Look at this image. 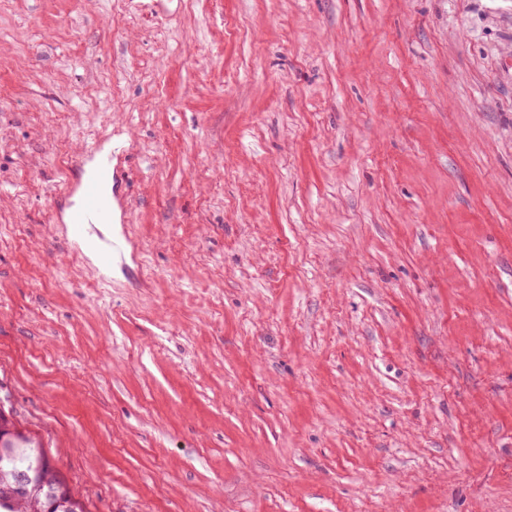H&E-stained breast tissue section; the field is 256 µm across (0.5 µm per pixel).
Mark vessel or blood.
<instances>
[{"label":"vessel or blood","mask_w":512,"mask_h":512,"mask_svg":"<svg viewBox=\"0 0 512 512\" xmlns=\"http://www.w3.org/2000/svg\"><path fill=\"white\" fill-rule=\"evenodd\" d=\"M112 174L110 159H102L96 172L85 177L76 186L77 205L67 215L69 229L74 236L89 233L92 225H107L112 221V200L105 185ZM126 238H113L98 242V270L106 272L114 260L123 257Z\"/></svg>","instance_id":"1"}]
</instances>
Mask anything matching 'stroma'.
Returning <instances> with one entry per match:
<instances>
[{
	"label": "stroma",
	"mask_w": 512,
	"mask_h": 512,
	"mask_svg": "<svg viewBox=\"0 0 512 512\" xmlns=\"http://www.w3.org/2000/svg\"><path fill=\"white\" fill-rule=\"evenodd\" d=\"M0 404L88 512H512V0H0ZM113 176L110 158L100 160L98 169L85 177L76 186L78 204L67 214L69 229L75 237L90 235L94 224L107 225L112 222V199L105 185ZM127 238L122 234L120 238L110 240H101L96 243L98 249V269L97 274L103 275L112 266L114 260L122 258L126 249Z\"/></svg>",
	"instance_id": "35a3bbf8"
}]
</instances>
